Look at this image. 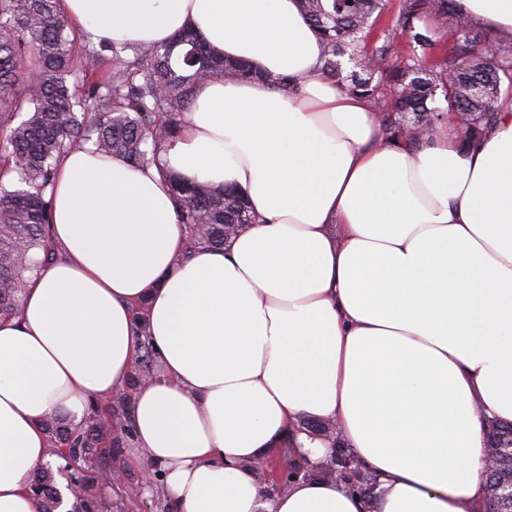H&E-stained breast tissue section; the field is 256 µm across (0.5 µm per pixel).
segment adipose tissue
Masks as SVG:
<instances>
[{
	"mask_svg": "<svg viewBox=\"0 0 512 512\" xmlns=\"http://www.w3.org/2000/svg\"><path fill=\"white\" fill-rule=\"evenodd\" d=\"M512 36V0H457ZM90 43L137 47L192 27L225 57L293 76L211 79L156 166L71 148L49 190L56 259L0 320V512H38L41 423L159 367L136 393L133 457L172 512H473L483 425L512 422V102L473 139L443 124L386 141L369 103L320 73L297 0H62ZM239 189L259 221L182 258L158 170ZM145 322L146 336L136 325ZM371 472V498L321 476L331 443ZM311 471L284 487L256 462Z\"/></svg>",
	"mask_w": 512,
	"mask_h": 512,
	"instance_id": "ef3b65f1",
	"label": "adipose tissue"
}]
</instances>
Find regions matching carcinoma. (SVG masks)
Listing matches in <instances>:
<instances>
[{
    "label": "carcinoma",
    "instance_id": "carcinoma-1",
    "mask_svg": "<svg viewBox=\"0 0 512 512\" xmlns=\"http://www.w3.org/2000/svg\"><path fill=\"white\" fill-rule=\"evenodd\" d=\"M321 46V74L364 97L382 114L388 135L411 143L433 136L448 114L471 135L494 120L497 105L512 101V40L489 41L456 0H298ZM425 31H416L418 24ZM398 31L412 39L404 47ZM248 64L226 59L190 28L167 43L126 48L101 41L89 46L76 34L60 0H0V318L19 313L28 276L56 258L50 238V199L55 167L67 150L93 145L134 167L148 165L179 136L197 86L210 79H256ZM187 230V249L224 248L226 224H255L234 189L189 182L162 172ZM149 351L119 393L122 408L151 375ZM48 447L80 481L93 512L117 466L112 449L120 436L112 413L97 407L78 424L54 415L43 421ZM490 443L501 447L485 468L484 512H512L500 494L512 483V423L493 422ZM54 471L43 468L29 482L41 512H55Z\"/></svg>",
    "mask_w": 512,
    "mask_h": 512
}]
</instances>
